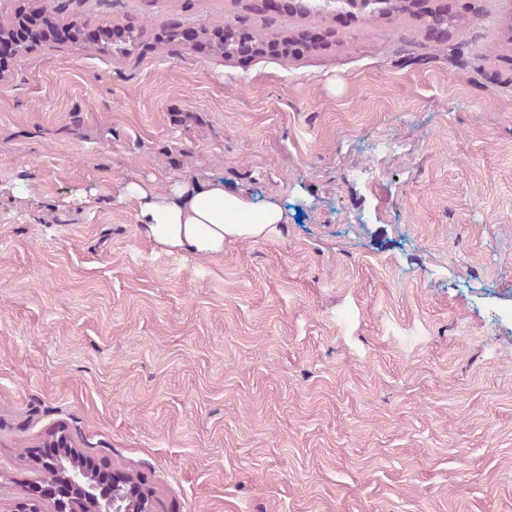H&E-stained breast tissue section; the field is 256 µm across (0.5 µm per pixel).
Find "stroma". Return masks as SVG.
I'll return each instance as SVG.
<instances>
[{
    "instance_id": "35a3bbf8",
    "label": "stroma",
    "mask_w": 512,
    "mask_h": 512,
    "mask_svg": "<svg viewBox=\"0 0 512 512\" xmlns=\"http://www.w3.org/2000/svg\"><path fill=\"white\" fill-rule=\"evenodd\" d=\"M134 31L0 80V512L66 426L165 512H512V0L448 41L313 18L326 47L226 58L180 26L245 0H0ZM224 180L280 234H141L125 186Z\"/></svg>"
}]
</instances>
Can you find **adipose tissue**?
<instances>
[{
    "label": "adipose tissue",
    "instance_id": "adipose-tissue-1",
    "mask_svg": "<svg viewBox=\"0 0 512 512\" xmlns=\"http://www.w3.org/2000/svg\"><path fill=\"white\" fill-rule=\"evenodd\" d=\"M124 199L135 202L143 234L168 251L209 256L228 241L266 240L280 232L282 212L271 203L254 213L243 192L220 179L191 178L168 193L129 183Z\"/></svg>",
    "mask_w": 512,
    "mask_h": 512
}]
</instances>
